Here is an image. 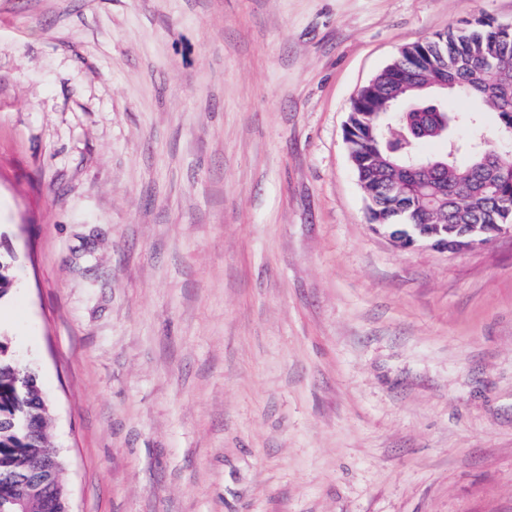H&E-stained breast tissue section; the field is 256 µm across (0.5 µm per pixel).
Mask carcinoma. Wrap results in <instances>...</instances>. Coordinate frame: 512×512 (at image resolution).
Listing matches in <instances>:
<instances>
[{"label": "carcinoma", "instance_id": "1", "mask_svg": "<svg viewBox=\"0 0 512 512\" xmlns=\"http://www.w3.org/2000/svg\"><path fill=\"white\" fill-rule=\"evenodd\" d=\"M423 66L426 77L436 81L448 76L456 93L470 104L465 112L452 113L432 107L426 91L411 88L413 71ZM399 96L415 103L409 119L396 125L407 130L412 124L423 132L419 141L444 140L447 150L432 158L434 172L418 176L392 165H400L401 154L393 153L380 138L368 143L374 126L372 113L386 111L390 99ZM350 143L357 177L375 204L374 217L386 224H401L410 213L407 205L417 196L429 197L431 208L420 221L431 224L512 223V159L500 157L493 145L481 146L483 134L476 114L494 112L499 124L495 138L512 135V28L484 15L452 27L433 38L414 42L373 84L362 92L351 108ZM464 119L474 126L471 136L455 141L442 132L444 121ZM49 407L36 373L25 386L17 380L8 346L0 340V476L25 473L49 447ZM50 488L31 496L28 512H49Z\"/></svg>", "mask_w": 512, "mask_h": 512}]
</instances>
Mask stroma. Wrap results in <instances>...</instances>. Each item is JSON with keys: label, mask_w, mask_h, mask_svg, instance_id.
I'll list each match as a JSON object with an SVG mask.
<instances>
[{"label": "stroma", "mask_w": 512, "mask_h": 512, "mask_svg": "<svg viewBox=\"0 0 512 512\" xmlns=\"http://www.w3.org/2000/svg\"><path fill=\"white\" fill-rule=\"evenodd\" d=\"M512 0H0V337L74 512H512V233L367 215L352 97Z\"/></svg>", "instance_id": "obj_1"}]
</instances>
